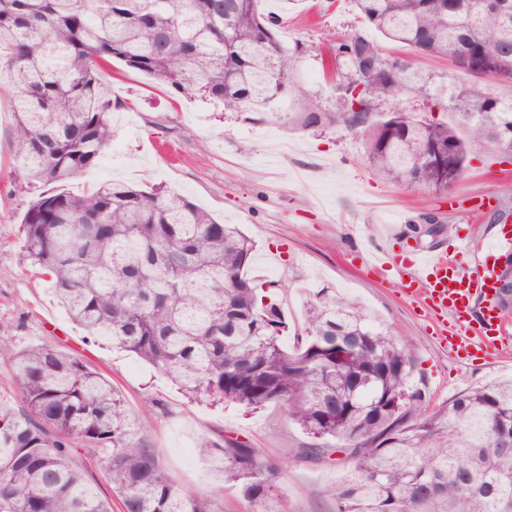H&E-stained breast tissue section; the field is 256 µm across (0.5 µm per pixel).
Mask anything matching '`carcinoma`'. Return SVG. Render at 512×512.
<instances>
[{"instance_id": "cac0c4a2", "label": "carcinoma", "mask_w": 512, "mask_h": 512, "mask_svg": "<svg viewBox=\"0 0 512 512\" xmlns=\"http://www.w3.org/2000/svg\"><path fill=\"white\" fill-rule=\"evenodd\" d=\"M262 0H0V78L10 83L18 176L28 186L70 181L96 166L112 140L118 60L168 87L226 110L263 112L296 95L293 61ZM387 39L444 56L457 72L512 88V10L477 0H354ZM350 74L337 85L359 105L312 107L302 125L340 122L364 141L383 179L440 190L469 157L512 152V95L463 82L451 120L410 121L374 102L412 88L408 65L360 36L336 47ZM23 258L87 335L135 354L190 399L255 410L282 407L309 441L298 458L323 464L340 449L349 470L327 493L336 512H507L512 507V380L471 388L435 410L414 380L413 341L376 325L356 302L319 296L290 349L272 293L248 271L254 243L183 194L108 181L93 191L45 194L23 219ZM26 411L0 408V512H112L76 466L74 445L103 451L122 512H223L218 494L175 485L159 450L133 439L124 401L100 373L47 346L14 355ZM224 483L274 508L279 470L233 438L207 440Z\"/></svg>"}]
</instances>
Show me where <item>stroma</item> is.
Returning a JSON list of instances; mask_svg holds the SVG:
<instances>
[{
	"label": "stroma",
	"mask_w": 512,
	"mask_h": 512,
	"mask_svg": "<svg viewBox=\"0 0 512 512\" xmlns=\"http://www.w3.org/2000/svg\"><path fill=\"white\" fill-rule=\"evenodd\" d=\"M279 20L276 35L296 50L291 72L302 100H285L275 119L249 110L229 111L171 94L143 74L113 62L100 75L119 102L112 112V140L98 165L62 184L80 194L105 181L177 191L218 221L240 225L255 243L250 274L274 286L289 324L282 336L292 347L316 295L356 299L379 325L414 342L416 378L430 406L456 394L512 378V362L449 356L436 326L405 297L396 277L364 269L360 252L376 245L406 256L412 227L433 217L450 235L478 242L500 220L512 221V159L492 149L473 154L452 188H409L378 177L368 166L362 139L340 123L297 126L288 115L309 104L343 111L336 85L348 73L335 58L338 43L360 35L383 57L409 62L416 90L379 100L380 112L448 118V92L456 73L447 60L424 57L386 40L358 17L354 0H263ZM11 96L0 93V406L21 412L12 356L43 345L71 354L102 373L122 396L135 440L160 452V465L175 484L198 492L221 490L224 512H262L206 462L199 444L231 436L249 442L278 465L279 512H335L328 487L347 469L343 458L314 466L295 458L305 442L282 408L248 411L188 399L166 376L132 354L87 336L68 317L50 285L22 256L21 215L29 196L20 188L12 144Z\"/></svg>",
	"instance_id": "stroma-1"
}]
</instances>
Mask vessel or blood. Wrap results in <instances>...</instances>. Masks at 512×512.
I'll return each mask as SVG.
<instances>
[{"label": "vessel or blood", "instance_id": "obj_1", "mask_svg": "<svg viewBox=\"0 0 512 512\" xmlns=\"http://www.w3.org/2000/svg\"><path fill=\"white\" fill-rule=\"evenodd\" d=\"M512 250V229L500 227L484 248H470L462 237L448 240L447 251L435 255L413 250L402 261L383 247L366 254L371 272L405 279V294L438 320V334L449 354L498 351L500 305L493 253Z\"/></svg>", "mask_w": 512, "mask_h": 512}]
</instances>
